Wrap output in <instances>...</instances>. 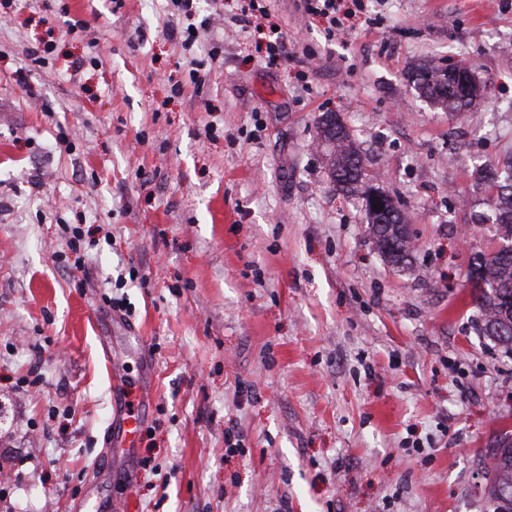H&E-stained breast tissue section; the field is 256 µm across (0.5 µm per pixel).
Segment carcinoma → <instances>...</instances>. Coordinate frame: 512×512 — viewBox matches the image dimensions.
I'll return each instance as SVG.
<instances>
[{"label": "carcinoma", "instance_id": "cac0c4a2", "mask_svg": "<svg viewBox=\"0 0 512 512\" xmlns=\"http://www.w3.org/2000/svg\"><path fill=\"white\" fill-rule=\"evenodd\" d=\"M411 74L419 94L446 112L469 110L481 99L480 87L473 79L464 95L452 93L446 67L421 64L412 67ZM320 137L327 145V169L336 190L367 196L372 186L366 184L365 161L346 124L336 114H327L321 120ZM482 178L496 188L488 221L505 245L497 253L480 258V263L467 273L466 282L472 284V298L479 307L480 333L512 354V159L501 171L485 170ZM365 210L378 251L392 264L404 263L409 257L410 239L395 201L388 196L382 206L374 209L367 204ZM487 453L491 464L484 487L486 498L493 512H512V435H502Z\"/></svg>", "mask_w": 512, "mask_h": 512}]
</instances>
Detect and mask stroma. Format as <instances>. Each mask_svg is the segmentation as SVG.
Instances as JSON below:
<instances>
[{"label": "stroma", "instance_id": "obj_1", "mask_svg": "<svg viewBox=\"0 0 512 512\" xmlns=\"http://www.w3.org/2000/svg\"><path fill=\"white\" fill-rule=\"evenodd\" d=\"M247 3L198 0L187 47L171 0H0V512H490L512 355L466 272L496 246L475 171L512 153V0H359L335 37L305 0L243 33ZM278 35L272 66L255 45ZM423 60L470 67L483 101L418 98ZM331 112L403 212L406 265L330 182ZM77 225L112 239L84 273ZM129 269L146 286L114 287ZM116 368L151 385L125 469Z\"/></svg>", "mask_w": 512, "mask_h": 512}]
</instances>
